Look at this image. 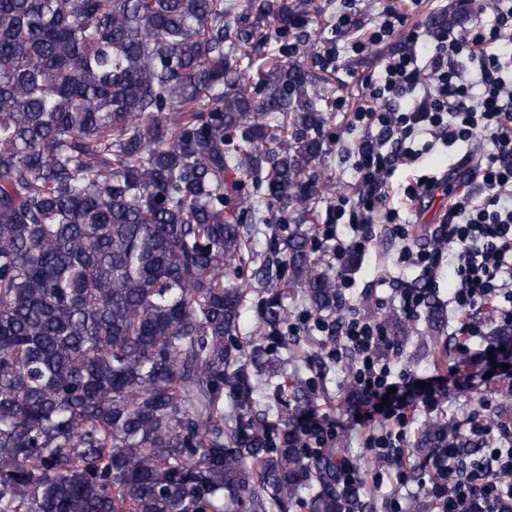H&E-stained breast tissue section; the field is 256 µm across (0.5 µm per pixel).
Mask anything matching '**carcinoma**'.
I'll list each match as a JSON object with an SVG mask.
<instances>
[{"instance_id": "1", "label": "carcinoma", "mask_w": 512, "mask_h": 512, "mask_svg": "<svg viewBox=\"0 0 512 512\" xmlns=\"http://www.w3.org/2000/svg\"><path fill=\"white\" fill-rule=\"evenodd\" d=\"M314 0H0V512H364L332 454L238 411L239 216L310 194L317 82L265 59ZM253 176L252 190L229 172ZM316 311L336 280L279 243ZM282 312L267 308L265 338ZM446 443L430 424L419 447Z\"/></svg>"}]
</instances>
